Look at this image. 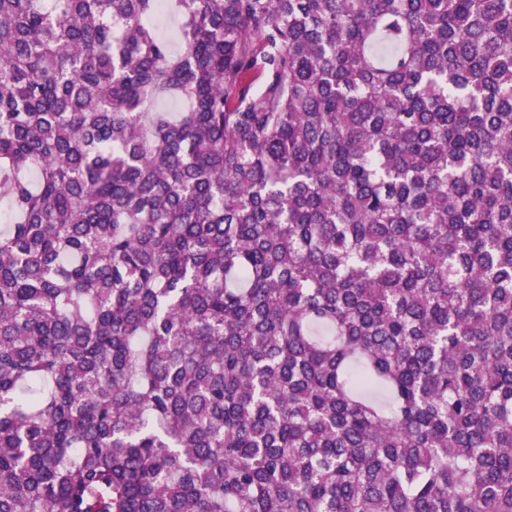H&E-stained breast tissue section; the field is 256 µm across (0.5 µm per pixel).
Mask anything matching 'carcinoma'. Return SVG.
<instances>
[{
    "mask_svg": "<svg viewBox=\"0 0 512 512\" xmlns=\"http://www.w3.org/2000/svg\"><path fill=\"white\" fill-rule=\"evenodd\" d=\"M158 6L0 0V512H512V0Z\"/></svg>",
    "mask_w": 512,
    "mask_h": 512,
    "instance_id": "carcinoma-1",
    "label": "carcinoma"
}]
</instances>
